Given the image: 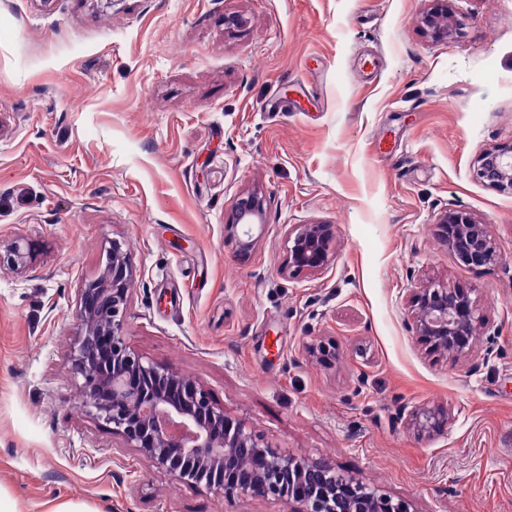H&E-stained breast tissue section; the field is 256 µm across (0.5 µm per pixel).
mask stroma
<instances>
[{
    "mask_svg": "<svg viewBox=\"0 0 512 512\" xmlns=\"http://www.w3.org/2000/svg\"><path fill=\"white\" fill-rule=\"evenodd\" d=\"M0 0V488L20 512H289L191 487L124 447L73 370L75 294L113 243L136 278L122 334L200 381L283 454L331 465L411 512H512V195L475 178L512 140V0ZM262 221L239 256V198ZM488 227L500 259L458 260L436 223ZM332 225L321 273L288 230ZM468 288L470 356L431 353L409 294ZM325 342L336 359L311 353ZM445 412L418 435L409 414ZM418 25L426 27L433 37L439 40L457 33L460 22L448 9L435 8L417 20ZM261 205L254 195H248L238 200L235 208V217L231 224H227L228 239L234 241L236 251L239 254H247L254 246L255 239L251 233V226L261 214ZM242 226V235L238 234V226ZM0 266H8L15 271L24 270L31 262L35 254V246L27 238L18 237L5 247L2 253L0 245Z\"/></svg>",
    "mask_w": 512,
    "mask_h": 512,
    "instance_id": "stroma-1",
    "label": "stroma"
}]
</instances>
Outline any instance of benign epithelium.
<instances>
[{
    "instance_id": "7a95c632",
    "label": "benign epithelium",
    "mask_w": 512,
    "mask_h": 512,
    "mask_svg": "<svg viewBox=\"0 0 512 512\" xmlns=\"http://www.w3.org/2000/svg\"><path fill=\"white\" fill-rule=\"evenodd\" d=\"M417 23L443 40L457 33L460 22L436 8ZM474 175L499 192L512 194V142L481 152ZM261 214L254 195L238 200L235 217L226 226L236 251L255 244L251 226ZM441 238L460 262L480 268L497 259L487 225L462 210L439 219ZM333 238L329 224H300L288 232V270L321 272L330 264ZM35 254L24 237L0 252V266L24 270ZM134 269L122 247L112 243L101 274L77 289L81 331L73 365L83 379L81 391L97 418L112 425L128 448L137 451L175 479L218 490L224 496L295 501L306 512H409L408 504L384 496L354 477L336 473L325 463L284 455L261 443L241 420L216 405L200 383L143 360L124 342L121 318L127 307ZM413 325L431 351L452 359L473 351L481 323L471 291L429 281L411 290ZM410 424L419 435L431 436L447 424L443 413L419 408Z\"/></svg>"
}]
</instances>
